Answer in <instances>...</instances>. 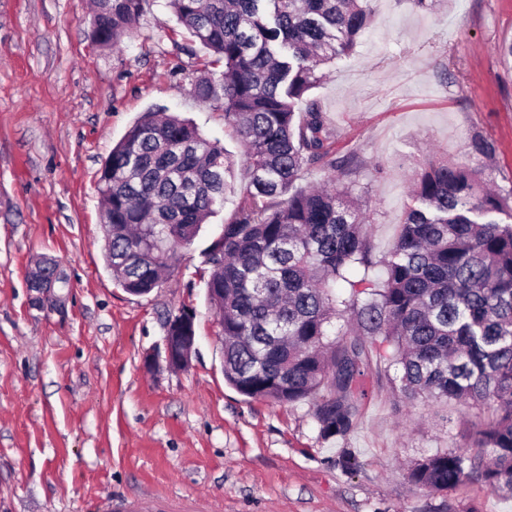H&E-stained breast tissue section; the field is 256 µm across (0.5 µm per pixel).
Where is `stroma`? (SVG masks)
<instances>
[{"label":"stroma","mask_w":512,"mask_h":512,"mask_svg":"<svg viewBox=\"0 0 512 512\" xmlns=\"http://www.w3.org/2000/svg\"><path fill=\"white\" fill-rule=\"evenodd\" d=\"M90 0H0V512H512L477 481L430 494L411 463L457 447L477 410L424 404L372 365L355 429L318 437L310 403L251 399L224 379L204 251L224 209L180 247L179 266L146 295L106 267L98 181L113 147L149 109L192 120L234 161L224 114L195 98L202 55L180 51L166 0H149L115 49L92 45ZM355 49L314 90L333 157L373 219L375 258L392 247L410 175L441 158L512 188V0H371ZM494 146L492 158L472 150ZM57 261L54 305L31 300L36 261ZM195 314L187 368L165 361L164 320ZM360 461L347 473L344 451Z\"/></svg>","instance_id":"35a3bbf8"}]
</instances>
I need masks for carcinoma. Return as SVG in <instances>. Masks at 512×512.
Returning <instances> with one entry per match:
<instances>
[{"mask_svg": "<svg viewBox=\"0 0 512 512\" xmlns=\"http://www.w3.org/2000/svg\"><path fill=\"white\" fill-rule=\"evenodd\" d=\"M146 0H96L93 41L117 44ZM370 0H170L188 37L222 65L194 95L224 112L243 146L247 189L204 254L207 299L224 316V378L240 394L309 402L318 436L348 435L366 398L371 354L399 373L409 399L491 411L456 449L414 462L411 481L442 494L466 481L512 498V189L446 160L411 176L414 205L374 270L368 227L350 182L296 186L330 156L331 132L310 92L320 66L349 54ZM234 163L193 124L144 113L105 161L106 259L130 293L158 288L202 224L235 192Z\"/></svg>", "mask_w": 512, "mask_h": 512, "instance_id": "obj_1", "label": "carcinoma"}]
</instances>
